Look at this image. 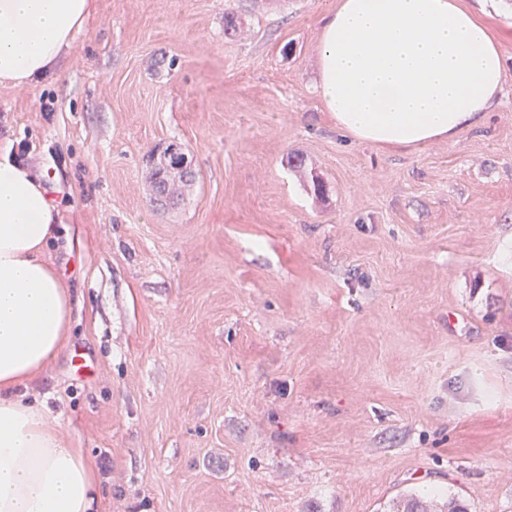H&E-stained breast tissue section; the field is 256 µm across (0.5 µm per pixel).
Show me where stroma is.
Instances as JSON below:
<instances>
[{"label": "stroma", "mask_w": 512, "mask_h": 512, "mask_svg": "<svg viewBox=\"0 0 512 512\" xmlns=\"http://www.w3.org/2000/svg\"><path fill=\"white\" fill-rule=\"evenodd\" d=\"M464 2L505 93L414 151L323 110L334 0H92L52 72L0 83V144L55 175L47 258L75 297L27 398L95 461L100 512H389L427 488L512 512V0ZM172 142L196 179L158 208Z\"/></svg>", "instance_id": "35a3bbf8"}]
</instances>
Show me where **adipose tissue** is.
<instances>
[{
    "instance_id": "obj_1",
    "label": "adipose tissue",
    "mask_w": 512,
    "mask_h": 512,
    "mask_svg": "<svg viewBox=\"0 0 512 512\" xmlns=\"http://www.w3.org/2000/svg\"><path fill=\"white\" fill-rule=\"evenodd\" d=\"M91 0H0V83L53 70ZM318 96L337 130L381 149L454 141L504 93L490 26L462 0H337L321 26ZM0 146V512H96L97 471L22 390L70 333L69 288L45 258L61 214L48 174Z\"/></svg>"
}]
</instances>
